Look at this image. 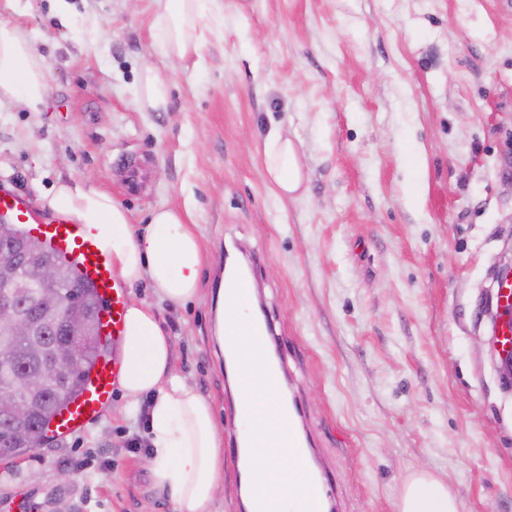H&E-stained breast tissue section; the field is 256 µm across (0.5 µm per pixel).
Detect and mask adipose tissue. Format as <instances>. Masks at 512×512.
Listing matches in <instances>:
<instances>
[{"instance_id": "ef3b65f1", "label": "adipose tissue", "mask_w": 512, "mask_h": 512, "mask_svg": "<svg viewBox=\"0 0 512 512\" xmlns=\"http://www.w3.org/2000/svg\"><path fill=\"white\" fill-rule=\"evenodd\" d=\"M157 2L163 53L170 61L185 62L198 52L202 0ZM48 93L45 64L31 40L18 27L0 23V98L35 111ZM264 155L269 180L282 193L297 192L304 174L295 144L273 136L264 144ZM42 205L97 228L125 284L149 280L174 304L197 296L205 256L188 212L159 208L140 231L109 193L67 183L43 196ZM117 384L126 408L147 407L153 480L167 492L175 512H212L224 489L223 434L214 406L175 371L170 337L152 308L141 302L127 306ZM401 512H458V506L442 482L420 472L404 484Z\"/></svg>"}]
</instances>
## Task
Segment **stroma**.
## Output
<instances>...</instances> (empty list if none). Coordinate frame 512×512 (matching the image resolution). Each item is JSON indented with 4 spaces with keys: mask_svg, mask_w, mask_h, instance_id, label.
Masks as SVG:
<instances>
[{
    "mask_svg": "<svg viewBox=\"0 0 512 512\" xmlns=\"http://www.w3.org/2000/svg\"><path fill=\"white\" fill-rule=\"evenodd\" d=\"M197 57L169 63L155 0H0L51 96L0 101V184L37 204L61 183L111 193L144 228L196 224L198 298L156 313L173 366L225 421L216 339L224 251L253 258L291 389L344 512H399L441 480L459 512H512V386L489 354L485 293L512 259V0H205ZM166 111L141 108L147 70ZM291 139L299 193L265 177ZM146 172L137 192L127 162ZM145 411L0 459V512H173Z\"/></svg>",
    "mask_w": 512,
    "mask_h": 512,
    "instance_id": "stroma-1",
    "label": "stroma"
}]
</instances>
